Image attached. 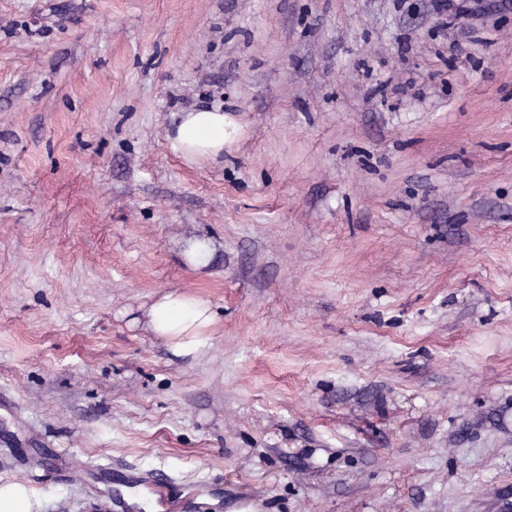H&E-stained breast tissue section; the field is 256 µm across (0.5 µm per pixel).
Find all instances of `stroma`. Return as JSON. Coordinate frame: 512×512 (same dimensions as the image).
I'll use <instances>...</instances> for the list:
<instances>
[{
    "label": "stroma",
    "instance_id": "1",
    "mask_svg": "<svg viewBox=\"0 0 512 512\" xmlns=\"http://www.w3.org/2000/svg\"><path fill=\"white\" fill-rule=\"evenodd\" d=\"M105 461L177 512L512 506V0H0V483L140 512ZM169 138L189 160L216 159L224 154V113L208 109L188 112ZM147 316L150 330L167 339L175 353L193 355L206 348V331L213 322L207 302L179 291H168L149 306ZM175 479L166 474H151L143 480V486L152 494L157 504L158 511L170 510L173 505L170 504L166 496V487L174 483Z\"/></svg>",
    "mask_w": 512,
    "mask_h": 512
}]
</instances>
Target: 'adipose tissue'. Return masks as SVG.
Masks as SVG:
<instances>
[{
  "mask_svg": "<svg viewBox=\"0 0 512 512\" xmlns=\"http://www.w3.org/2000/svg\"><path fill=\"white\" fill-rule=\"evenodd\" d=\"M170 140L187 159L218 158L224 152V115L208 109L187 113ZM147 316L150 330L167 339L175 353L193 355L206 348V331L213 322L207 302L168 291L149 306Z\"/></svg>",
  "mask_w": 512,
  "mask_h": 512,
  "instance_id": "ef3b65f1",
  "label": "adipose tissue"
}]
</instances>
